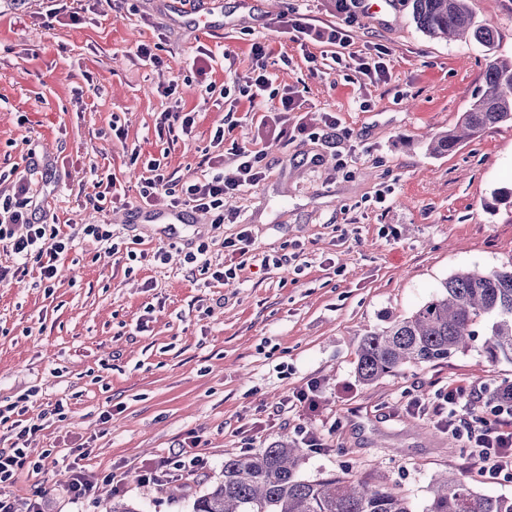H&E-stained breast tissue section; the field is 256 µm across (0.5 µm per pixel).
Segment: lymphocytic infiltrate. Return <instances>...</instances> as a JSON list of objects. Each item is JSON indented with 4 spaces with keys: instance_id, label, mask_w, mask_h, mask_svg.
<instances>
[{
    "instance_id": "lymphocytic-infiltrate-1",
    "label": "lymphocytic infiltrate",
    "mask_w": 512,
    "mask_h": 512,
    "mask_svg": "<svg viewBox=\"0 0 512 512\" xmlns=\"http://www.w3.org/2000/svg\"><path fill=\"white\" fill-rule=\"evenodd\" d=\"M211 149L202 160L207 171L203 176L183 182L181 194L172 198L171 207L187 206L193 210L214 213L216 223H223L224 198L243 188L258 184L266 176L265 153L260 149L235 148L232 172L222 168L224 156V131L216 129L210 142ZM30 186L20 181L14 194L0 195V243L6 244L12 253L21 258L18 266L0 265V280L14 278L25 273V258L35 257L43 282H52L56 264L68 249L70 237L62 235L57 225L44 223L27 209ZM484 399L483 392L463 387L449 388L436 400L420 404L424 415L433 419L449 436L466 439L470 453L486 480L512 479V403L491 406L490 417L476 416L475 403ZM25 407L12 403L0 407V423L9 424L14 433L10 447L0 450V512H16L9 495L17 474L22 470L42 473L44 460L31 459L27 448L30 436L37 425L22 421ZM206 459L194 448L184 447L172 457L142 468L143 482L163 484L168 480L193 473L206 466Z\"/></svg>"
}]
</instances>
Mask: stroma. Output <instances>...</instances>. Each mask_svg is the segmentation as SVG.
Returning a JSON list of instances; mask_svg holds the SVG:
<instances>
[{
  "instance_id": "obj_1",
  "label": "stroma",
  "mask_w": 512,
  "mask_h": 512,
  "mask_svg": "<svg viewBox=\"0 0 512 512\" xmlns=\"http://www.w3.org/2000/svg\"><path fill=\"white\" fill-rule=\"evenodd\" d=\"M59 3L48 24L49 0H0V194L51 152L52 177L33 202L75 238L52 288L33 261L25 277L0 282V406L25 400L24 418L38 427L32 457L86 449L81 465L98 485L75 499L61 468L21 472L11 488L18 512L37 490L46 512H103L115 491L143 512H191L221 480L225 457L297 440L301 425L323 436L304 453L302 479L395 484L413 512H424L445 472L511 497L512 480L487 482L465 441L408 408L451 383L487 393L512 380V362L483 355L485 323L446 361L369 385L355 367L363 336L411 315L452 274L512 261V122L450 154L424 146L472 107L488 61L512 56V0H468L496 33L490 48L429 37L412 0L351 19L336 0H199L204 30L184 25L189 0ZM295 16L347 26L349 46L294 40L282 22ZM257 41L270 48L269 106L289 90L303 103L285 138L239 94ZM141 43L159 68L141 65ZM377 56L387 73L372 82L357 61ZM172 107L193 113L189 139L158 137L156 119ZM219 127L225 148L257 143L266 153L265 179L228 202L238 222L123 223L139 205L145 162L162 159L179 194L201 175ZM100 174L115 177L122 200L99 198ZM103 221L117 252L82 236ZM244 228L255 252L243 256L230 243ZM202 243L235 278L193 271L185 256ZM266 256L283 263L264 265ZM312 382L316 407L287 405ZM193 440L208 460L201 474L175 491L140 481L146 462Z\"/></svg>"
}]
</instances>
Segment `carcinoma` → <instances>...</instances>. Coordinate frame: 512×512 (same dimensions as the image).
Segmentation results:
<instances>
[{
    "label": "carcinoma",
    "instance_id": "1",
    "mask_svg": "<svg viewBox=\"0 0 512 512\" xmlns=\"http://www.w3.org/2000/svg\"><path fill=\"white\" fill-rule=\"evenodd\" d=\"M413 20L430 36L495 42L492 27L473 21L468 0H413ZM485 85L460 126L428 135L430 152H452L486 127L512 121V58L489 61ZM482 319L489 321L483 344L487 361H512V262L454 274L411 316L366 334L357 350V377L369 384L410 363L445 361L470 347ZM303 456V449L284 437L255 453L225 458L223 479L193 502V512H412L396 486L334 476L300 478ZM425 512H512V497L482 494L462 477L441 476Z\"/></svg>",
    "mask_w": 512,
    "mask_h": 512
}]
</instances>
